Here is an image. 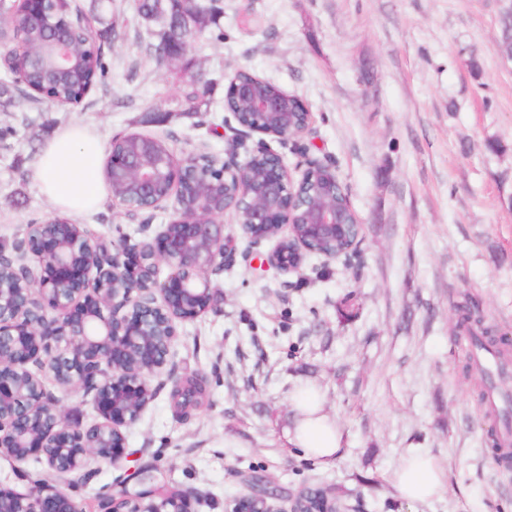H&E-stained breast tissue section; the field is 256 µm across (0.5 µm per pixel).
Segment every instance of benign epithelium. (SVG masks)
<instances>
[{
    "instance_id": "benign-epithelium-1",
    "label": "benign epithelium",
    "mask_w": 512,
    "mask_h": 512,
    "mask_svg": "<svg viewBox=\"0 0 512 512\" xmlns=\"http://www.w3.org/2000/svg\"><path fill=\"white\" fill-rule=\"evenodd\" d=\"M225 98L244 103L253 119L233 118L242 131L271 136L297 146L310 134L312 112L302 128L295 109L306 104L286 91L266 96L232 76ZM134 172L148 209L174 199L171 222L153 238L127 240L123 246L93 238L73 224L62 232L56 224H30L15 268L0 273V458L20 468L33 460L47 476L29 479L26 491L0 486V512H84L65 485L67 476L93 463L121 466L125 430L153 400L150 378L161 375L177 337L176 322L194 320L215 307L207 279L158 274L144 277L146 255L155 267L188 272L230 268L236 263L235 234L207 216L198 187V170L168 153L152 163L139 155L112 158V177ZM210 185L224 187L238 234L256 247L275 241L261 255L263 267L283 275L298 274L307 256L330 263L348 258L321 244L363 225L351 221V204L336 208L327 198L346 186L328 161L308 159L290 170L264 141L239 161L237 145L213 164ZM50 373L67 393L92 396L99 421L86 426L49 394L43 374ZM260 502L247 492L224 501V512H299L301 493L286 499L263 478ZM112 498L108 512H192L201 503L194 488L175 499L156 493L134 497V506L119 508Z\"/></svg>"
}]
</instances>
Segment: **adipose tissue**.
<instances>
[{"label":"adipose tissue","mask_w":512,"mask_h":512,"mask_svg":"<svg viewBox=\"0 0 512 512\" xmlns=\"http://www.w3.org/2000/svg\"><path fill=\"white\" fill-rule=\"evenodd\" d=\"M103 153V146L87 128L73 125L59 131L38 161L36 179L41 192L67 212L96 208L106 193L101 174ZM291 406L293 421L284 432L288 444L322 464H333L342 449L343 432L324 412L317 391L300 383ZM390 482L397 495L410 503L438 498L446 489L442 466L426 452L407 455Z\"/></svg>","instance_id":"adipose-tissue-1"}]
</instances>
